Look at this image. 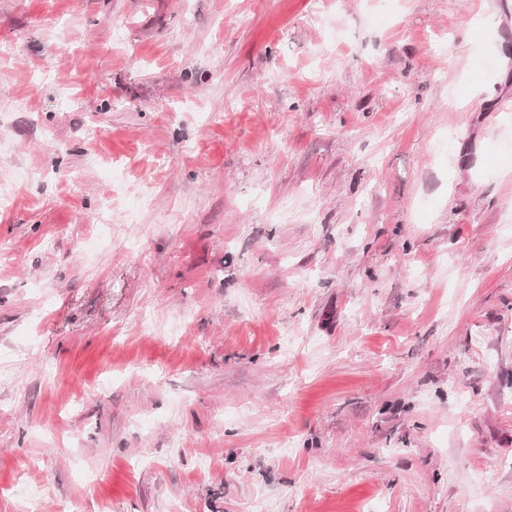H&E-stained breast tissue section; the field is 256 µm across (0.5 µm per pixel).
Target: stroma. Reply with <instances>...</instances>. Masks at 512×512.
Wrapping results in <instances>:
<instances>
[{
    "label": "stroma",
    "mask_w": 512,
    "mask_h": 512,
    "mask_svg": "<svg viewBox=\"0 0 512 512\" xmlns=\"http://www.w3.org/2000/svg\"><path fill=\"white\" fill-rule=\"evenodd\" d=\"M0 181V512H512V0H0Z\"/></svg>",
    "instance_id": "obj_1"
}]
</instances>
